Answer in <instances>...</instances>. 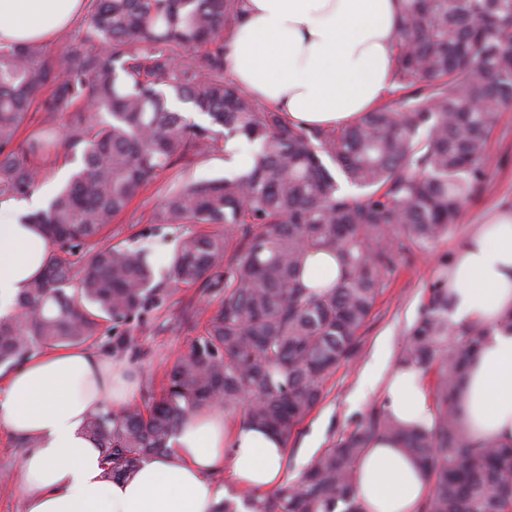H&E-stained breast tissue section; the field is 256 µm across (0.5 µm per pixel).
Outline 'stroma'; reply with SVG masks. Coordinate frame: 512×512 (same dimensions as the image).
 I'll use <instances>...</instances> for the list:
<instances>
[{
	"label": "stroma",
	"instance_id": "obj_1",
	"mask_svg": "<svg viewBox=\"0 0 512 512\" xmlns=\"http://www.w3.org/2000/svg\"><path fill=\"white\" fill-rule=\"evenodd\" d=\"M485 189L464 207L460 224L448 236L399 254L383 278V291L361 331V352L355 363L340 366L326 384L322 402L298 425L288 440V473L297 479L309 461L306 448L312 437H319L321 448L337 444L359 423L383 409L379 390L358 396L363 372L374 356L385 355L389 365H397L409 328L422 316L433 289L441 287L442 273L459 238L469 225L479 223L489 207L512 205V111L503 113L490 136V151L484 164ZM160 200L157 188L138 196L127 211L106 230L113 241L137 246H174L186 233H213V224H155L151 216ZM164 301L143 321L125 334L130 348L113 353L109 344L115 335L102 327L86 347L112 361L138 384L140 400L159 392L166 373L176 358L186 353L192 341L204 332L203 322L185 319L188 307L199 303L218 305V296L204 289L166 287ZM28 448L23 439L0 431V512H24L18 486L19 463Z\"/></svg>",
	"mask_w": 512,
	"mask_h": 512
}]
</instances>
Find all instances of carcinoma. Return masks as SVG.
<instances>
[{
	"label": "carcinoma",
	"mask_w": 512,
	"mask_h": 512,
	"mask_svg": "<svg viewBox=\"0 0 512 512\" xmlns=\"http://www.w3.org/2000/svg\"><path fill=\"white\" fill-rule=\"evenodd\" d=\"M241 24L238 0H91L83 35L62 53L0 47V196L24 197L59 153L80 158L48 207L27 217L52 249L42 274L0 316V367L45 346H76L142 319L163 302L152 252L112 243L105 229L159 175L155 224H222L187 234L167 278L221 296L204 334L178 358L159 397L91 415L85 432L109 476L172 448L189 414L243 403L242 419L286 438L355 359L360 331L395 257L433 243L484 189L490 134L512 101V0H407L397 23L393 79L401 95L340 128L304 127L260 105L225 75ZM208 123L190 122L176 104ZM42 113L40 134L19 140ZM70 115L63 129L57 116ZM253 145L228 177L199 180L195 164ZM311 249L339 257L333 288H307ZM487 330L448 321L432 291L399 364L434 370V426L408 428L386 413L313 455L297 481L246 491L254 512H362L356 464L375 436L398 440L427 472L422 512H512V445H475L458 398Z\"/></svg>",
	"instance_id": "1"
}]
</instances>
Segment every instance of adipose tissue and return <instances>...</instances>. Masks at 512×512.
I'll list each match as a JSON object with an SVG mask.
<instances>
[{"label":"adipose tissue","mask_w":512,"mask_h":512,"mask_svg":"<svg viewBox=\"0 0 512 512\" xmlns=\"http://www.w3.org/2000/svg\"><path fill=\"white\" fill-rule=\"evenodd\" d=\"M406 0H240L227 74L266 106L305 126L342 127L389 97L397 20ZM85 0H0V46L44 44L74 29ZM43 194L0 198V315L38 277L49 240L24 214ZM458 324L488 336L463 383L460 423L474 442L512 443V206H495L459 241L445 274ZM381 387L385 411L412 428H431L433 400L421 370L376 360L361 389ZM136 384L112 362L64 347L30 358L0 380V428L37 439L20 463L25 512H212L235 488L263 492L287 479L286 442L271 430L229 421L222 408L180 425L173 450L113 479L83 432L86 418L135 401ZM355 493L363 512H419L431 484L394 439L373 440L360 458Z\"/></svg>","instance_id":"ef3b65f1"}]
</instances>
